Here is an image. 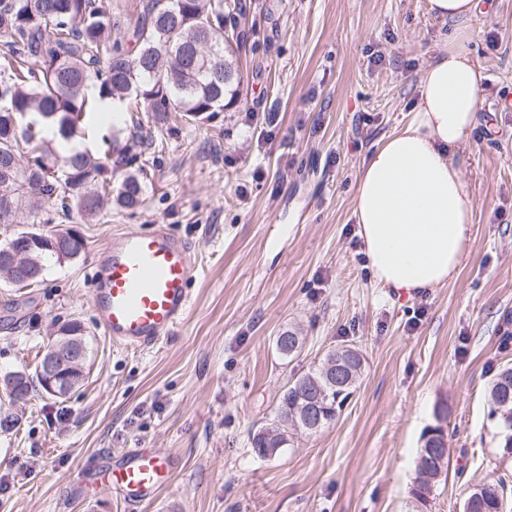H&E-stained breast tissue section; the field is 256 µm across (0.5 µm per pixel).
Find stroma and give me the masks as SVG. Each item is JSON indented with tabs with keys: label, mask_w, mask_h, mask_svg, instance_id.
<instances>
[{
	"label": "stroma",
	"mask_w": 512,
	"mask_h": 512,
	"mask_svg": "<svg viewBox=\"0 0 512 512\" xmlns=\"http://www.w3.org/2000/svg\"><path fill=\"white\" fill-rule=\"evenodd\" d=\"M236 30L243 96L162 132L131 119L93 123L87 142L148 173L142 202L74 219L87 246L21 291L0 284V379L33 371L63 323L90 332L82 387L0 412V512H462L470 490L512 462L493 440L488 385L512 364V0H481L471 52L486 76L462 177L473 203L457 278L397 299L376 283L353 215L359 172L404 125L423 69L450 23L428 0H244ZM167 225L198 261L185 322L149 350L114 346L92 306L94 270L113 233ZM303 336L300 353L276 347ZM343 345L365 359L338 418L271 458L249 436L272 417L288 379ZM450 465L427 504L409 494L437 407ZM151 448L174 462L167 510L118 493L75 494L81 460Z\"/></svg>",
	"instance_id": "1"
}]
</instances>
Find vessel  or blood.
Instances as JSON below:
<instances>
[{
    "instance_id": "1",
    "label": "vessel or blood",
    "mask_w": 512,
    "mask_h": 512,
    "mask_svg": "<svg viewBox=\"0 0 512 512\" xmlns=\"http://www.w3.org/2000/svg\"><path fill=\"white\" fill-rule=\"evenodd\" d=\"M196 268L192 249L164 225L113 235L92 298L99 327L113 345L154 348L187 319ZM171 477L170 460L146 448L127 449L120 460L93 470L80 466L76 474L81 491H115L130 504L157 503Z\"/></svg>"
}]
</instances>
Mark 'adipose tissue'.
I'll use <instances>...</instances> for the list:
<instances>
[{"instance_id": "1", "label": "adipose tissue", "mask_w": 512, "mask_h": 512, "mask_svg": "<svg viewBox=\"0 0 512 512\" xmlns=\"http://www.w3.org/2000/svg\"><path fill=\"white\" fill-rule=\"evenodd\" d=\"M479 0H429L452 24L448 48L421 74L410 121L383 139L359 175L353 214L377 283L414 297L461 269L473 204L458 159L470 144L484 75L469 47Z\"/></svg>"}]
</instances>
